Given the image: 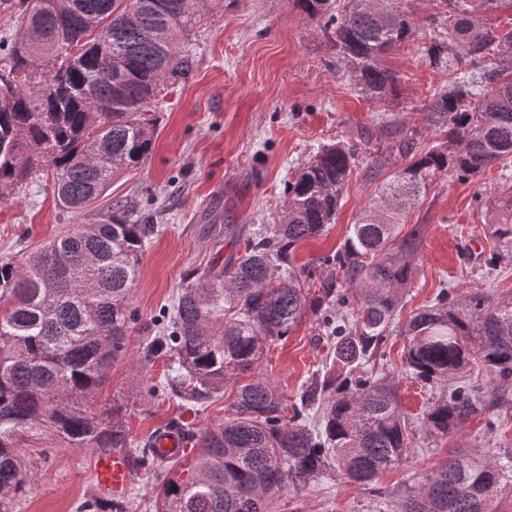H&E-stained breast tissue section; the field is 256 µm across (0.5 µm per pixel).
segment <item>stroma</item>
<instances>
[{
	"label": "stroma",
	"mask_w": 512,
	"mask_h": 512,
	"mask_svg": "<svg viewBox=\"0 0 512 512\" xmlns=\"http://www.w3.org/2000/svg\"><path fill=\"white\" fill-rule=\"evenodd\" d=\"M407 8L416 33L385 58L402 80L382 108L354 91L336 68V50L321 22L302 13L294 0H199L185 41L193 55L192 72L160 94L154 145L144 166L115 180L111 189L113 199L151 214L156 226L129 295L136 319L127 352L113 366L99 398L103 405L113 396L123 398L132 439H148L172 418L198 433L231 415L237 385L248 382V375L201 406L182 403L171 390L149 396L146 382L164 380L167 367L161 360L141 361L143 340L165 326L189 272L223 263L245 234L278 222L284 185L301 163L322 145L338 141L359 150L335 223L322 235L300 241L292 252L304 286L315 289L333 273L325 257L343 249L351 225L380 183L405 164L394 145V130H421L423 151L438 144L437 135L424 127L422 107L431 89L447 78L432 72L416 52L433 36L438 6L436 0H409ZM376 149L385 159L377 172L368 166ZM502 182L497 164L474 181L438 178L406 215L403 233L417 224L424 229L411 257L406 311L431 304L444 288L461 300L477 289L495 300L512 297V261L487 265L499 248L493 230L503 219ZM96 214L93 208L80 215L61 212L52 178L43 176L0 204V258L19 251L33 255L45 241L72 225L93 222ZM405 345V336L392 330L385 352L410 423V459L365 487L333 472L302 490L286 489L275 512H377L383 495L427 474L449 447L461 443L490 456L512 449V387L504 392V404L472 417L450 438L431 437L423 417L448 385L406 377L401 370ZM328 359L321 321L309 314L287 338L270 346L258 370L294 404ZM21 452L32 475L13 512H76L83 498L96 495L89 450L65 448L42 435L24 439Z\"/></svg>",
	"instance_id": "obj_1"
}]
</instances>
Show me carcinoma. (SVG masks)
I'll return each instance as SVG.
<instances>
[{"label":"carcinoma","mask_w":512,"mask_h":512,"mask_svg":"<svg viewBox=\"0 0 512 512\" xmlns=\"http://www.w3.org/2000/svg\"><path fill=\"white\" fill-rule=\"evenodd\" d=\"M442 30L418 46L448 85L424 105L428 127L444 142L415 153L420 132L398 130L409 159L383 181L353 225L344 250L325 259L342 274L310 295L291 267L296 244L334 223L357 150L336 143L302 163L285 184L282 220L249 234L221 266L189 274L170 326L152 336L143 361L166 359V384L201 404L235 376L258 367L271 344L306 313L321 318L333 341L332 364L317 373L287 417L276 385L256 375L239 386L224 425L196 434L179 420L145 442L131 439L124 403L96 408L97 395L124 356L134 318L128 311L140 256L155 231L149 217L117 201L99 219L44 244L35 258L0 261V512L24 492V437L53 435L69 448L96 454L122 448L158 480L154 442L174 429L197 448L186 477L163 485L161 512H272L288 486L304 487L329 469L368 485L411 453L409 430L388 376L366 366L385 357L383 345L410 279L404 255L422 237H400L403 215L423 190L447 174L476 180L494 163L512 167V30H493L484 15L505 0H437ZM325 20L336 62L354 90L383 105L400 76L383 64L415 34L402 0H295ZM135 19L126 20L129 9ZM196 0H31L19 15L22 49L0 76V200L49 170L65 212L81 213L108 197L114 179L142 167L151 154L156 118L151 103L170 79L190 70L177 49L192 27ZM101 26L81 56L82 22ZM496 225L512 259V192ZM402 357L405 375L425 384L450 381L471 369L486 372L431 402L426 432L446 438L471 417L500 404L512 385V297L481 292L462 304L447 289L411 313ZM319 416L309 423V414ZM512 487V454L492 460L474 450L448 456L394 500L393 512H493Z\"/></svg>","instance_id":"cac0c4a2"}]
</instances>
